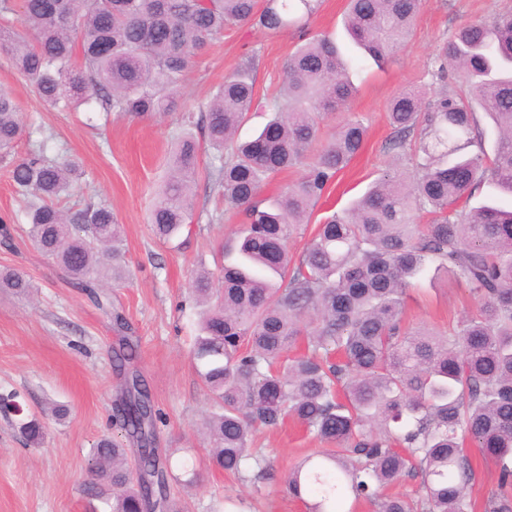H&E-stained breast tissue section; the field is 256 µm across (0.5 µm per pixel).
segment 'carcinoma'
<instances>
[{"instance_id":"1","label":"carcinoma","mask_w":512,"mask_h":512,"mask_svg":"<svg viewBox=\"0 0 512 512\" xmlns=\"http://www.w3.org/2000/svg\"><path fill=\"white\" fill-rule=\"evenodd\" d=\"M317 0H0V49L59 111L91 102L106 112L152 117L173 110V92L195 54L224 28L253 22L280 32L299 26ZM424 0H348L345 28L375 65L406 46ZM19 16L20 25L12 17ZM434 76L452 64L465 93L404 91L389 106V149L413 147L409 180L388 168L347 209L328 216L297 259L288 243L305 234L311 209L362 148L359 118L339 122L301 178L260 198L275 175L302 163L320 120L343 112L356 92L349 64L326 37L306 39L288 57L280 96L255 103L250 68L224 78L196 126L213 151L224 208L243 221L224 244L220 275L198 273L191 289L199 331L191 351L213 408L203 423L210 460L246 479L267 469L253 448L259 428L288 420L322 443L284 477L308 512H343L347 498L377 512H472L469 444L499 468L486 512H512V209L469 206L485 184L512 196V13L464 24L436 54ZM80 65H74L75 59ZM270 112L248 140L237 132L253 109ZM490 116L492 152L478 112ZM22 125L0 86V160ZM478 145L477 152L463 150ZM201 144L187 129L171 151V176L150 223L169 242L192 222ZM75 164L38 146L11 161L13 182L34 200L27 237L81 288L121 335L113 351L124 377L112 424L121 438L97 441L89 473L108 512H169L170 461L154 448L162 421L141 375L130 370L138 344L103 292L126 274L121 225L112 210L63 208ZM419 212L433 215L416 222ZM451 274L478 302L477 313L436 332L409 330V289L426 272ZM0 288L22 296L33 285L0 272ZM39 445L46 425L21 423ZM137 460L131 468L129 456ZM420 478V498L384 490Z\"/></svg>"}]
</instances>
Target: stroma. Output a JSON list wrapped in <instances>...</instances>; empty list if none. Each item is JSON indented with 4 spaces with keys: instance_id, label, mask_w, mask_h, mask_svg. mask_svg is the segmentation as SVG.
<instances>
[{
    "instance_id": "35a3bbf8",
    "label": "stroma",
    "mask_w": 512,
    "mask_h": 512,
    "mask_svg": "<svg viewBox=\"0 0 512 512\" xmlns=\"http://www.w3.org/2000/svg\"><path fill=\"white\" fill-rule=\"evenodd\" d=\"M346 9L347 0H321L301 31L273 32L250 22L226 28L220 40L195 57L175 92L176 109L151 118L107 113L93 104L71 112L45 108L0 51V85L11 90L23 126L16 157L41 146L48 157L78 161L72 202L106 205L124 227L129 274L112 289V305L123 310L139 338L137 368L164 416L157 446L173 466L188 460L204 476L195 486L172 483L178 512H228L223 506L228 498L243 499L244 512H306L303 502L284 492L283 477L319 443L292 423L259 429L255 446L269 458L271 469L249 472L244 482L210 462L202 429L210 402L189 356L198 329L190 283L200 270L217 272L216 254L238 220L224 214V197L212 184L211 156L204 150L191 224L170 244L154 236L148 217L169 171L173 140L198 121L217 87L237 68L253 67L256 97L270 102L298 44L316 34L335 40L353 60L358 88L346 112L362 118L368 133L362 151L314 207L307 228L315 230L389 165L413 174L411 151L397 154L387 148L392 98L403 91L430 94L443 85L457 89L455 79L442 85L430 76L439 45L465 22L511 12L512 0H425L407 46L381 68L350 42ZM0 224L11 236L10 245L0 244V269L22 270L36 287L29 298L0 292V394H14L21 408L33 412L56 403L69 409L64 421L47 419L43 443L32 447L18 430L16 413L0 408V512H93L88 462L98 439L114 432L112 407L122 381L113 369L111 348L118 337L64 271L30 246L23 198L1 164ZM475 306L468 289L452 277L430 274L409 300L406 322L443 330Z\"/></svg>"
}]
</instances>
